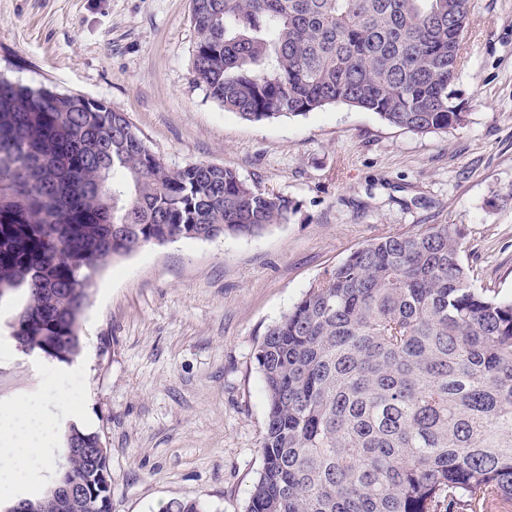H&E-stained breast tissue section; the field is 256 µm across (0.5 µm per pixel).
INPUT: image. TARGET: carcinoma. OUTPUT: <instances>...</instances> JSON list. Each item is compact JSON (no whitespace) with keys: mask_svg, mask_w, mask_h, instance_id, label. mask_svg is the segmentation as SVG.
Masks as SVG:
<instances>
[{"mask_svg":"<svg viewBox=\"0 0 512 512\" xmlns=\"http://www.w3.org/2000/svg\"><path fill=\"white\" fill-rule=\"evenodd\" d=\"M468 0H192L197 81L246 121L336 103L418 134L464 125ZM295 206L228 167L169 168L132 122L0 77V289L26 351H80L97 276L148 243L255 237ZM463 231L433 224L325 270L255 360L267 403L244 512H489L512 506V296L475 287ZM69 476L112 512L82 451ZM66 512L59 495L29 498ZM162 512H207L196 500Z\"/></svg>","mask_w":512,"mask_h":512,"instance_id":"carcinoma-1","label":"carcinoma"}]
</instances>
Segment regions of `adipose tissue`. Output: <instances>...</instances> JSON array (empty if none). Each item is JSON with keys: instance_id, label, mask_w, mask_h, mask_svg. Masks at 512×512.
Wrapping results in <instances>:
<instances>
[{"instance_id": "adipose-tissue-1", "label": "adipose tissue", "mask_w": 512, "mask_h": 512, "mask_svg": "<svg viewBox=\"0 0 512 512\" xmlns=\"http://www.w3.org/2000/svg\"><path fill=\"white\" fill-rule=\"evenodd\" d=\"M58 428L40 403L21 400L0 420V484L35 482L51 464L49 447Z\"/></svg>"}]
</instances>
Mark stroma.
Wrapping results in <instances>:
<instances>
[{
  "mask_svg": "<svg viewBox=\"0 0 512 512\" xmlns=\"http://www.w3.org/2000/svg\"><path fill=\"white\" fill-rule=\"evenodd\" d=\"M191 0H0V74L125 113L168 167L233 169L287 197L256 237L148 244L97 277L81 318L83 373L65 407L109 451L112 512L197 500L243 512L262 467L255 352L327 268L364 244L458 224L475 287L512 294V0H471L455 88L463 128L426 135L338 103L249 122L193 70ZM0 302V415L55 383L19 348Z\"/></svg>",
  "mask_w": 512,
  "mask_h": 512,
  "instance_id": "stroma-1",
  "label": "stroma"
}]
</instances>
